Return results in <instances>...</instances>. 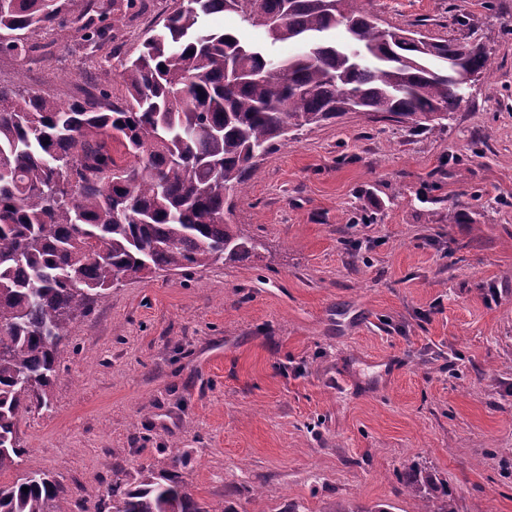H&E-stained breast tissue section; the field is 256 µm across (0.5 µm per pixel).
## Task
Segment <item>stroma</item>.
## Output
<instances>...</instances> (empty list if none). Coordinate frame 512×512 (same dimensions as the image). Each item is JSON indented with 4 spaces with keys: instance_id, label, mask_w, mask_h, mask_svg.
Segmentation results:
<instances>
[{
    "instance_id": "obj_1",
    "label": "stroma",
    "mask_w": 512,
    "mask_h": 512,
    "mask_svg": "<svg viewBox=\"0 0 512 512\" xmlns=\"http://www.w3.org/2000/svg\"><path fill=\"white\" fill-rule=\"evenodd\" d=\"M179 0L94 50L70 22L0 54V83L67 103L125 90ZM383 23L481 44L490 67L444 129L374 112L293 131L259 158L230 223L250 257L126 279L70 327L18 466L71 512H112L114 467L180 476L205 512H417L419 468L457 512H512V0H370ZM213 29L271 43L231 13ZM187 465L173 463L174 449Z\"/></svg>"
}]
</instances>
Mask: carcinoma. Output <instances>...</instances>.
Returning a JSON list of instances; mask_svg holds the SVG:
<instances>
[{"instance_id": "carcinoma-1", "label": "carcinoma", "mask_w": 512, "mask_h": 512, "mask_svg": "<svg viewBox=\"0 0 512 512\" xmlns=\"http://www.w3.org/2000/svg\"><path fill=\"white\" fill-rule=\"evenodd\" d=\"M109 2L114 13L146 7ZM365 4L184 0L125 60L118 103L102 91L63 104L0 85V472L24 454L18 418L47 405L70 324L114 282L262 247L224 220L257 157L349 112L433 132L461 107L463 85L487 68L482 47L384 27ZM224 12L300 51L274 63L241 32L205 28ZM62 16L90 45L114 38L96 0H0V53L26 56ZM113 475L112 512H206L175 476L151 472L130 487ZM404 480L421 512H456L431 474ZM58 498L43 472L0 484V512H47Z\"/></svg>"}]
</instances>
